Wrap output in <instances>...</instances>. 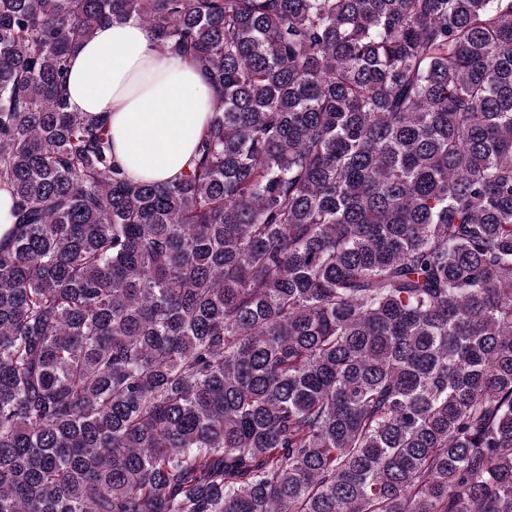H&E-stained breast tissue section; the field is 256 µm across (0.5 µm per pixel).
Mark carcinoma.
<instances>
[{
    "label": "carcinoma",
    "instance_id": "obj_1",
    "mask_svg": "<svg viewBox=\"0 0 512 512\" xmlns=\"http://www.w3.org/2000/svg\"><path fill=\"white\" fill-rule=\"evenodd\" d=\"M214 91L127 179L71 52ZM0 512H512V0H0Z\"/></svg>",
    "mask_w": 512,
    "mask_h": 512
}]
</instances>
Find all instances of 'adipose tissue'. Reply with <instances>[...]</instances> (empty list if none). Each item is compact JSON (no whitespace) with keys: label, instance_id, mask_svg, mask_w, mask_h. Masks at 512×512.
<instances>
[{"label":"adipose tissue","instance_id":"obj_1","mask_svg":"<svg viewBox=\"0 0 512 512\" xmlns=\"http://www.w3.org/2000/svg\"><path fill=\"white\" fill-rule=\"evenodd\" d=\"M65 96L70 111L107 121L114 160L134 181L186 170L211 110L194 63L133 20L98 28L73 51Z\"/></svg>","mask_w":512,"mask_h":512}]
</instances>
